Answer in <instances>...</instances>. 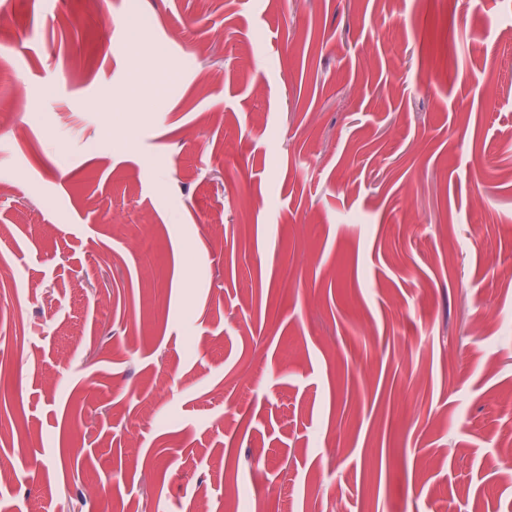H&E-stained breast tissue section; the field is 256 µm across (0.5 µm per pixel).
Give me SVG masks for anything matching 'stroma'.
Wrapping results in <instances>:
<instances>
[{
  "label": "stroma",
  "mask_w": 512,
  "mask_h": 512,
  "mask_svg": "<svg viewBox=\"0 0 512 512\" xmlns=\"http://www.w3.org/2000/svg\"><path fill=\"white\" fill-rule=\"evenodd\" d=\"M0 42V512H512V0Z\"/></svg>",
  "instance_id": "1"
}]
</instances>
